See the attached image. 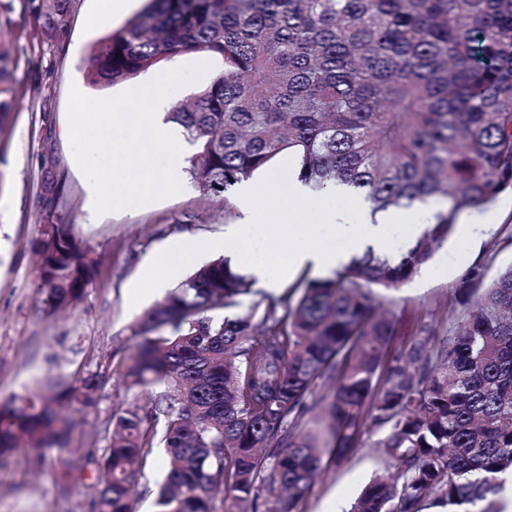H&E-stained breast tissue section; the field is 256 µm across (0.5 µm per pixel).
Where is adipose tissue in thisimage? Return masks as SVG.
<instances>
[{
    "instance_id": "1",
    "label": "adipose tissue",
    "mask_w": 512,
    "mask_h": 512,
    "mask_svg": "<svg viewBox=\"0 0 512 512\" xmlns=\"http://www.w3.org/2000/svg\"><path fill=\"white\" fill-rule=\"evenodd\" d=\"M173 106V99L166 88H158L147 112L141 116L152 134L157 151L170 153L179 159L189 155L188 144L179 125L167 122L166 114ZM286 205L274 213V222L263 228V235L271 240L288 245L286 268L249 262L244 258L241 243L245 233L254 228L259 212L260 198L256 188L249 183L237 189L236 204L242 215L240 223L224 229L225 256L233 265L246 266L255 280L257 288L269 293H278L286 270L312 267L328 273L340 268L352 257L362 255L366 250L387 253L391 250L390 228L401 224L405 227L408 239H416L432 220L431 211L397 210L390 213L371 215L362 200L353 198L346 188H337L330 195L319 197L300 181H291L285 191ZM318 209L324 224L329 225L343 240V245L335 249H323L314 242V227L307 224L306 212ZM352 212V223H344L345 212Z\"/></svg>"
}]
</instances>
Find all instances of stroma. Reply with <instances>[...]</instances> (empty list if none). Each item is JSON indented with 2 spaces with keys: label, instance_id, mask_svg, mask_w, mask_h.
I'll use <instances>...</instances> for the list:
<instances>
[{
  "label": "stroma",
  "instance_id": "obj_1",
  "mask_svg": "<svg viewBox=\"0 0 512 512\" xmlns=\"http://www.w3.org/2000/svg\"><path fill=\"white\" fill-rule=\"evenodd\" d=\"M145 7L130 0L113 12L112 0H71L66 26L45 35L43 21L30 0H0V47L12 63L14 106L0 119V401L36 381L118 365L137 350L141 339L132 326L160 300L147 275L175 244L192 258L181 269L189 274L215 259L213 243L222 241L226 224L239 223V211H225L191 183L176 196L138 208L94 215L87 179L77 166L68 136L71 87L104 98L143 86L159 74L201 62L210 68L195 82L174 91L175 102L192 101L224 71L214 54L185 53L163 59L131 79L107 86L89 83L87 70L96 46ZM492 226L466 223L457 215L453 235L414 279L389 294L386 305L396 315L394 348L410 347L424 324L451 321L457 313L454 290L474 265L487 278L512 266V189L488 204ZM67 224L77 243L96 264L85 297L76 310L49 312L40 285V247L44 224ZM135 405L147 410L146 392L126 390L120 375L102 389L96 406L61 403L59 416L73 427L68 448L19 445L0 457V512H90L102 454L104 427L114 411ZM376 436L344 462L324 459L320 476L299 505V512H348L373 476L392 470ZM73 477L69 489L58 483L55 460ZM164 451L151 449L137 467L134 491L140 512H154L164 477Z\"/></svg>",
  "mask_w": 512,
  "mask_h": 512
}]
</instances>
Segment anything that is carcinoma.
Listing matches in <instances>:
<instances>
[{"instance_id":"cac0c4a2","label":"carcinoma","mask_w":512,"mask_h":512,"mask_svg":"<svg viewBox=\"0 0 512 512\" xmlns=\"http://www.w3.org/2000/svg\"><path fill=\"white\" fill-rule=\"evenodd\" d=\"M69 0H41L45 32ZM216 54L224 73L167 113L195 153L199 192L228 194L276 158L323 194L346 186L372 213L449 203L403 251L367 250L342 269L274 297L222 257L189 274L132 327L140 351L121 364L149 412H114L95 512H138L133 466L167 454L157 512H298L322 468L366 434L395 471L349 512H500L512 475V266L491 283L474 267L460 310L435 342L392 349L373 288L410 282L452 234L455 214L512 187V0H149L94 50L87 78L114 85L182 53ZM0 50V118L12 107ZM40 280L51 309L79 305L91 262L67 224L44 225ZM229 312L215 319V309ZM108 372L53 394L37 382L0 402V454L21 439L62 446L54 405L95 404Z\"/></svg>"}]
</instances>
